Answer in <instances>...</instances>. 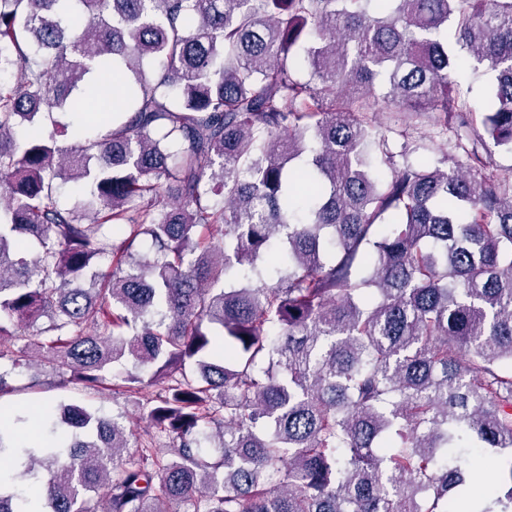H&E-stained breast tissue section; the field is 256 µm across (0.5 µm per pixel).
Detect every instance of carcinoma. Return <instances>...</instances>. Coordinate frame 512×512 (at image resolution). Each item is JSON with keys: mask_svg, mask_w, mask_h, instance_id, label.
<instances>
[{"mask_svg": "<svg viewBox=\"0 0 512 512\" xmlns=\"http://www.w3.org/2000/svg\"><path fill=\"white\" fill-rule=\"evenodd\" d=\"M378 85L406 130L437 113L463 167L381 180ZM90 100L70 149L38 120ZM490 142L512 151V0H0V399L40 356L63 384L115 370L147 421L128 455L86 405L44 436L14 416L0 512H512ZM492 78V73L484 66H479L475 72L471 68L467 69L464 82L466 86L471 87V97L477 107L491 98Z\"/></svg>", "mask_w": 512, "mask_h": 512, "instance_id": "cac0c4a2", "label": "carcinoma"}]
</instances>
